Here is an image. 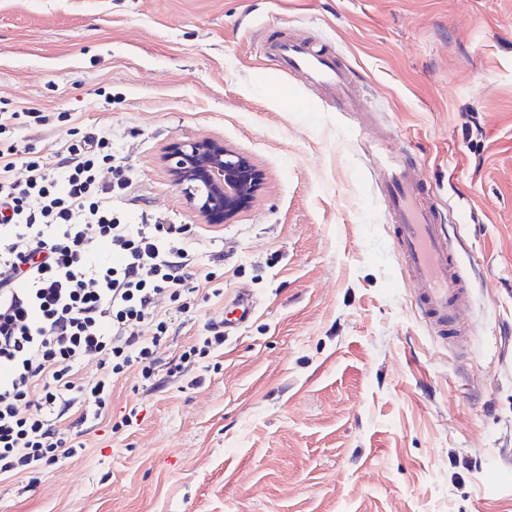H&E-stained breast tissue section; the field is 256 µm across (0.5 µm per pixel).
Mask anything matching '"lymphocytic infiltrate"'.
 Instances as JSON below:
<instances>
[{"label":"lymphocytic infiltrate","mask_w":512,"mask_h":512,"mask_svg":"<svg viewBox=\"0 0 512 512\" xmlns=\"http://www.w3.org/2000/svg\"><path fill=\"white\" fill-rule=\"evenodd\" d=\"M112 158L111 136L91 131L55 173L0 150V481L85 451L62 421L101 422L130 368L152 381L156 348L211 279L186 227L125 221L112 200L131 181ZM145 324L153 335L140 334Z\"/></svg>","instance_id":"f902f5d3"}]
</instances>
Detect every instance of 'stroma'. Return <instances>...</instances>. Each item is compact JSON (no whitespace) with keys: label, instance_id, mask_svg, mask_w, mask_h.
<instances>
[{"label":"stroma","instance_id":"35a3bbf8","mask_svg":"<svg viewBox=\"0 0 512 512\" xmlns=\"http://www.w3.org/2000/svg\"><path fill=\"white\" fill-rule=\"evenodd\" d=\"M297 36L350 68L363 111L261 50ZM0 122L52 172L73 133L111 134L127 220L193 227L221 291L157 347L153 383H116L86 451L0 481V512H512V0H0ZM203 139L263 175L224 224L163 161ZM380 141L456 227L466 353L417 315ZM242 291L248 324L169 376Z\"/></svg>","mask_w":512,"mask_h":512}]
</instances>
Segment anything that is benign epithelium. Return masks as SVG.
I'll return each instance as SVG.
<instances>
[{
	"mask_svg": "<svg viewBox=\"0 0 512 512\" xmlns=\"http://www.w3.org/2000/svg\"><path fill=\"white\" fill-rule=\"evenodd\" d=\"M173 184L208 224L231 221L255 199L261 176L251 160L214 140H186L165 155Z\"/></svg>",
	"mask_w": 512,
	"mask_h": 512,
	"instance_id": "obj_1",
	"label": "benign epithelium"
}]
</instances>
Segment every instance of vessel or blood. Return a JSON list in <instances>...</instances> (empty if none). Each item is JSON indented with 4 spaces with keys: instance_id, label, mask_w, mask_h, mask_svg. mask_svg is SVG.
Returning <instances> with one entry per match:
<instances>
[{
    "instance_id": "1",
    "label": "vessel or blood",
    "mask_w": 512,
    "mask_h": 512,
    "mask_svg": "<svg viewBox=\"0 0 512 512\" xmlns=\"http://www.w3.org/2000/svg\"><path fill=\"white\" fill-rule=\"evenodd\" d=\"M273 50L296 77L334 99L341 111H358L351 72L336 56L294 39L274 45ZM380 165L386 218L416 285L415 305L437 340L448 348L463 349L471 339V325L464 316L470 289L457 259L456 242L446 225L436 221L432 188L401 157L386 156Z\"/></svg>"
}]
</instances>
